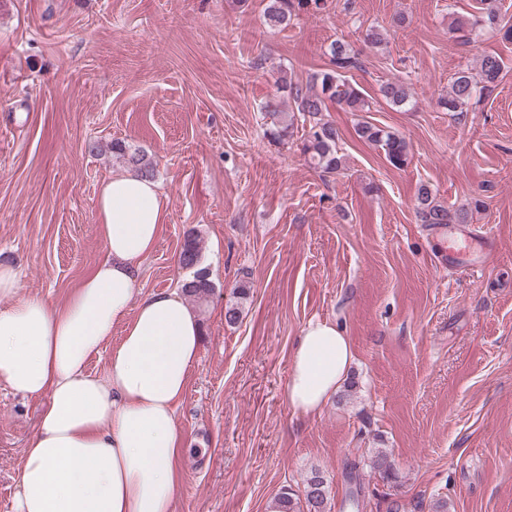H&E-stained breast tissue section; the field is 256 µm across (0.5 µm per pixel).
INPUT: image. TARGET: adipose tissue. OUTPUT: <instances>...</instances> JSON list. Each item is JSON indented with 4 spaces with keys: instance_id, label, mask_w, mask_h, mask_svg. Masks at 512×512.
I'll return each instance as SVG.
<instances>
[{
    "instance_id": "1",
    "label": "adipose tissue",
    "mask_w": 512,
    "mask_h": 512,
    "mask_svg": "<svg viewBox=\"0 0 512 512\" xmlns=\"http://www.w3.org/2000/svg\"><path fill=\"white\" fill-rule=\"evenodd\" d=\"M160 185L114 174L98 197L105 255L65 303L19 297L0 263V384L47 397L24 449L12 512H174L182 429L175 407L199 359L201 321L180 288L143 291L165 216ZM108 350L104 374L88 369ZM350 341L312 320L292 353L289 406L319 412L345 380Z\"/></svg>"
}]
</instances>
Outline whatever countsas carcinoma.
<instances>
[{
    "mask_svg": "<svg viewBox=\"0 0 512 512\" xmlns=\"http://www.w3.org/2000/svg\"><path fill=\"white\" fill-rule=\"evenodd\" d=\"M328 7V0H267L263 10L265 24L272 28H285L289 22L302 13H320ZM472 31L489 28L500 36L504 43H512V22L502 18L498 7L490 5L483 15L470 23ZM361 67L360 55L345 41L337 40L329 48V65L310 76L306 84L293 83L287 75L278 77L277 83L294 103L296 112L313 121L308 137L302 145V152L314 168L333 174L342 166L336 141L339 134L336 127L322 122L317 116L328 111L334 104L345 112H367L369 104L363 90L349 81L347 73ZM504 62L497 53H483L479 56L476 72L462 70L455 74L448 96L440 99L439 105L448 112H463L476 95L490 94L504 78ZM380 92L385 101L396 107L412 102L410 88L401 81L384 83ZM265 111L274 118L271 138L279 143L288 140L293 127L294 116L280 109L277 102L268 101ZM358 135L382 147L386 160L395 168H402L409 162V145L404 137L381 126L363 123L357 129ZM112 150L124 159L127 166L145 177H153V163L146 155L131 150L119 142L112 144ZM416 207L417 220L432 230L450 224L468 222V211L464 208L450 210L440 204L426 185L419 188ZM200 249L197 235L189 231L179 254V264L194 270V279L185 285L188 295L206 300L213 292L209 272L199 267ZM371 467L379 475L390 480L395 477L394 467L388 454L381 448L375 449ZM329 483L318 470H313L302 482L301 493L285 488L277 496L274 508L277 512H330Z\"/></svg>",
    "mask_w": 512,
    "mask_h": 512,
    "instance_id": "carcinoma-1",
    "label": "carcinoma"
}]
</instances>
